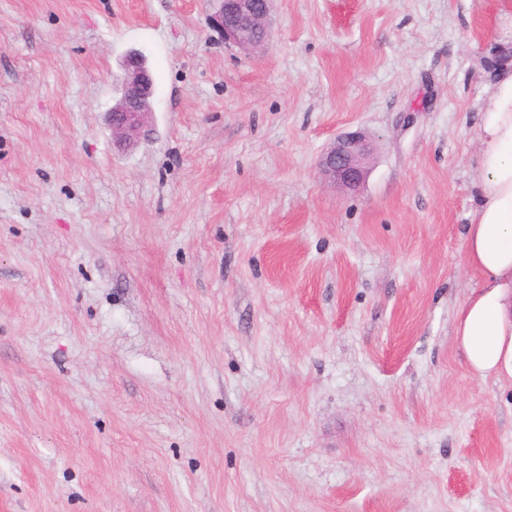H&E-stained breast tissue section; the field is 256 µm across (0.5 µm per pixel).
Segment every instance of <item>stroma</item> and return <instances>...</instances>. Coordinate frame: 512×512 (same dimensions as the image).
Masks as SVG:
<instances>
[{"label":"stroma","instance_id":"stroma-1","mask_svg":"<svg viewBox=\"0 0 512 512\" xmlns=\"http://www.w3.org/2000/svg\"><path fill=\"white\" fill-rule=\"evenodd\" d=\"M218 9L0 0V512H512V378L454 336L512 0H275L249 55ZM152 79L137 58L129 57L122 81V95L110 112L112 134L121 146L148 136L146 118L151 112ZM372 141L360 132L340 135L320 156V174L343 193H356L368 173Z\"/></svg>","mask_w":512,"mask_h":512}]
</instances>
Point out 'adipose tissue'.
Instances as JSON below:
<instances>
[{
  "label": "adipose tissue",
  "mask_w": 512,
  "mask_h": 512,
  "mask_svg": "<svg viewBox=\"0 0 512 512\" xmlns=\"http://www.w3.org/2000/svg\"><path fill=\"white\" fill-rule=\"evenodd\" d=\"M478 141V205L463 236L477 281L458 310L455 336L474 375L512 377V74L489 95Z\"/></svg>",
  "instance_id": "obj_1"
}]
</instances>
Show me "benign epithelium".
<instances>
[{"instance_id":"obj_1","label":"benign epithelium","mask_w":512,"mask_h":512,"mask_svg":"<svg viewBox=\"0 0 512 512\" xmlns=\"http://www.w3.org/2000/svg\"><path fill=\"white\" fill-rule=\"evenodd\" d=\"M271 0H221L216 22L224 42L247 52L261 49L271 26ZM152 79L138 59L126 61L122 95L110 112L112 134L118 144L130 146L148 136ZM372 141L360 132L340 135L320 156V174L346 194L357 192L368 173Z\"/></svg>"}]
</instances>
